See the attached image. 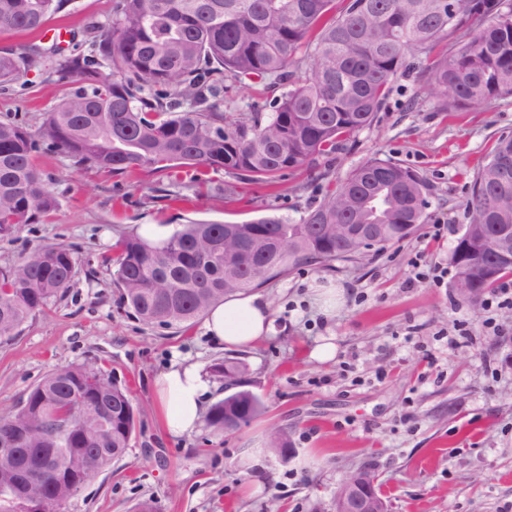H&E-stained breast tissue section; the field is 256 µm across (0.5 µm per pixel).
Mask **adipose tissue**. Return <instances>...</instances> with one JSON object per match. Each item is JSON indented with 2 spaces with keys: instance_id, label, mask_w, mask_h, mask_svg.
<instances>
[{
  "instance_id": "1",
  "label": "adipose tissue",
  "mask_w": 512,
  "mask_h": 512,
  "mask_svg": "<svg viewBox=\"0 0 512 512\" xmlns=\"http://www.w3.org/2000/svg\"><path fill=\"white\" fill-rule=\"evenodd\" d=\"M273 330L270 304L260 294L229 295L210 308L205 321L207 335L223 348H253ZM154 385L167 435H188L201 425L208 390L201 368L194 364H172L155 377Z\"/></svg>"
}]
</instances>
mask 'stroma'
Masks as SVG:
<instances>
[{"instance_id":"35a3bbf8","label":"stroma","mask_w":512,"mask_h":512,"mask_svg":"<svg viewBox=\"0 0 512 512\" xmlns=\"http://www.w3.org/2000/svg\"><path fill=\"white\" fill-rule=\"evenodd\" d=\"M112 0H72L37 32L0 33V50L24 53L60 44L88 55ZM69 84L32 70L0 89V122L36 131ZM512 132V98L442 112L418 73L400 77L387 107L335 155L291 171L277 187L224 170L80 167L54 149L34 166L58 200L55 210L0 240V268L47 245L73 249L69 288L0 341V410L13 407L51 371L95 363L126 388L141 415L126 455L90 478L63 512H334L337 486L371 467L390 512H512V309L488 314L461 301L448 253L470 222V183L498 136ZM390 160L422 175L428 219L407 241L376 254L302 264L263 285L274 331L249 350L216 348L203 321L147 325L121 301L102 259L144 224L189 220L239 223L276 211L299 219L361 163ZM234 184L233 195L224 187ZM442 270L420 279L416 265ZM333 282L336 308L323 315L314 285ZM495 328H487V319ZM336 347L322 362L323 338ZM456 338L447 346V338ZM246 363L245 387L265 405L239 430L200 425L171 438L161 428L154 379L177 360L209 370ZM288 437L287 460L269 449Z\"/></svg>"}]
</instances>
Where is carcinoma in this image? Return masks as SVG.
Instances as JSON below:
<instances>
[{"mask_svg":"<svg viewBox=\"0 0 512 512\" xmlns=\"http://www.w3.org/2000/svg\"><path fill=\"white\" fill-rule=\"evenodd\" d=\"M71 0H0V32L38 31ZM114 0L95 57L55 48L45 55L0 51V85L46 69L76 87L38 131L0 123V238L35 223L58 201L32 164L45 144L77 166L112 173L174 167L224 169L275 183L371 126L412 58L429 67L437 106L454 112L512 97V0ZM285 92L272 111L241 112L225 81ZM471 223L448 256L475 304L512 275L499 260L497 226L512 225V135L502 134L471 182ZM416 171L373 159L353 169L299 220L269 214L241 223L189 220L167 238H124L110 262L123 304L146 325L177 328L235 292L258 288L302 263L363 255L338 224H378L375 250L413 237L428 218ZM77 273L72 249L52 245L0 269V340L60 296ZM214 376L243 385L246 366L226 358ZM262 399L240 389L217 401L207 425L248 424ZM112 415L109 431L98 420ZM140 410L95 364L47 374L19 405L0 411V435L26 429L18 457L0 458V512H61L96 473L130 448ZM57 449L61 475L23 498L17 471Z\"/></svg>","mask_w":512,"mask_h":512,"instance_id":"1","label":"carcinoma"}]
</instances>
